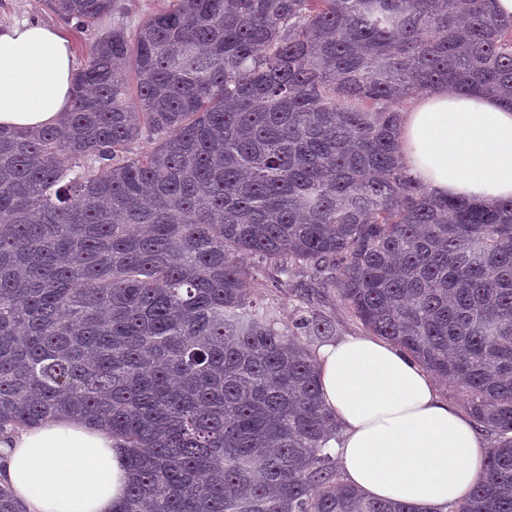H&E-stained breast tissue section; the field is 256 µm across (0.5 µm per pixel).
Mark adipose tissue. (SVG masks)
I'll list each match as a JSON object with an SVG mask.
<instances>
[{
  "mask_svg": "<svg viewBox=\"0 0 512 512\" xmlns=\"http://www.w3.org/2000/svg\"><path fill=\"white\" fill-rule=\"evenodd\" d=\"M73 67L56 27L0 29V125L57 123L71 105ZM399 151L408 173L437 195L487 205L512 198V109L497 98L444 89L418 96L401 113ZM316 362L339 423L332 446L345 483L423 512H447L469 495L487 446L421 365L370 336L323 344ZM0 480L24 512H113L130 474L109 430L59 417L0 435Z\"/></svg>",
  "mask_w": 512,
  "mask_h": 512,
  "instance_id": "ef3b65f1",
  "label": "adipose tissue"
}]
</instances>
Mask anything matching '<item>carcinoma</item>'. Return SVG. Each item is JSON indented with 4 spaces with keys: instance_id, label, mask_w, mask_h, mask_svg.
I'll list each match as a JSON object with an SVG mask.
<instances>
[{
    "instance_id": "cac0c4a2",
    "label": "carcinoma",
    "mask_w": 512,
    "mask_h": 512,
    "mask_svg": "<svg viewBox=\"0 0 512 512\" xmlns=\"http://www.w3.org/2000/svg\"><path fill=\"white\" fill-rule=\"evenodd\" d=\"M83 29L115 0H44ZM512 107L494 0H168L89 47L72 107L0 126V434L102 424L133 473L115 512H423L341 481L310 340L334 290L467 396L491 437L450 512H512V199L436 196L401 104ZM151 151L132 153L141 140ZM293 286L281 327L253 272ZM0 512H21L0 485Z\"/></svg>"
}]
</instances>
